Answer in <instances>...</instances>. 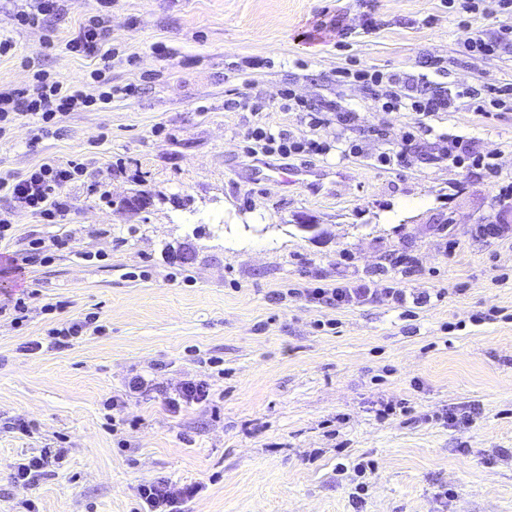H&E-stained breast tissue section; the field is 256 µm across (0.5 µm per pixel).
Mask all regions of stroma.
Listing matches in <instances>:
<instances>
[{"label": "stroma", "instance_id": "obj_1", "mask_svg": "<svg viewBox=\"0 0 512 512\" xmlns=\"http://www.w3.org/2000/svg\"><path fill=\"white\" fill-rule=\"evenodd\" d=\"M19 7L0 0V38L13 44L0 79L24 86L26 59L86 77L93 60L66 43L99 0H64L39 29L16 25ZM366 14L369 34L358 30ZM334 19L354 29L341 46L316 29ZM483 25H460L445 0H112V102L68 114L37 147L25 122L0 143V173L45 158L87 167L65 220L18 213L0 248L69 236L49 262L0 284L32 294L23 324L0 317V512L28 500L39 512H136L135 488L149 480L200 484L185 512H512V459L500 456L512 448V230L475 234L498 211L499 181L512 182V110L462 104L429 120L435 134L496 153L499 181L432 163L427 138L409 166L385 169L374 157L410 114L376 111L336 77L350 65L415 72L433 58L443 87L510 83L512 49L481 58L464 47ZM286 88L361 113L345 136L363 154L311 159L347 174L337 196L251 167L250 128L303 130L281 106ZM245 90L262 111H227ZM97 181L107 199L89 191ZM137 190L150 205L126 206ZM185 247L188 264L174 258ZM400 255L407 264L394 265ZM359 283L431 300L408 312L287 294ZM60 300L65 309L45 313ZM91 312L102 332L44 346L49 329ZM135 374L156 386L129 398ZM188 379L206 380L211 401L170 411L165 396ZM45 447L65 449L62 463L14 484L18 460ZM367 461L373 470L358 473Z\"/></svg>", "mask_w": 512, "mask_h": 512}]
</instances>
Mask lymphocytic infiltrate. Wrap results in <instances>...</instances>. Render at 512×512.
Instances as JSON below:
<instances>
[{
  "label": "lymphocytic infiltrate",
  "instance_id": "f902f5d3",
  "mask_svg": "<svg viewBox=\"0 0 512 512\" xmlns=\"http://www.w3.org/2000/svg\"><path fill=\"white\" fill-rule=\"evenodd\" d=\"M448 7L461 23H468L472 16L481 15L484 29L470 37L466 49L479 56H491L512 45V25L504 24L500 11L511 9L512 0H497L489 6L486 0H448ZM109 29L105 16H96L80 25L68 41L69 52L91 58L95 62L88 81L67 82L50 72L37 68L32 72L28 85L22 88H7L0 85V141L9 139L13 127L21 120H31V143H39L52 134L62 117L71 112L95 105L110 103L114 95L112 88V60L115 49L107 45ZM421 73L387 74L377 69H342L340 83L356 85L367 90L373 102L385 112H409L413 115L400 137V148L378 155L377 162L384 167H405L409 149L416 139L433 132L429 118L456 108L459 100H469L478 112L512 110V83L499 84L487 79L482 84L457 86L451 89H433L431 74L439 73L437 61L424 64ZM283 108L304 114L309 135L292 136L289 132L273 131L266 127L249 130L247 138L253 149L268 155L284 158L307 154L324 155L331 148L322 141L320 130L333 126L344 131L358 125L361 117L357 110L343 106L340 102H312L296 97L293 90L282 94ZM434 162H452L476 175L497 176L496 163L490 155L480 151L473 139L451 135L446 137L443 147L433 153ZM85 173L84 163L48 160L23 173L0 174V194L9 200L10 206L0 210V243L11 239L18 212L39 216L48 223L62 221L72 209L69 186ZM298 297L309 301H321L335 306H355L374 296L401 304L406 293L401 288L377 290L365 284L335 288H302ZM199 491L198 486H177L165 481H146L137 487V497L142 512H181L183 505Z\"/></svg>",
  "mask_w": 512,
  "mask_h": 512
}]
</instances>
